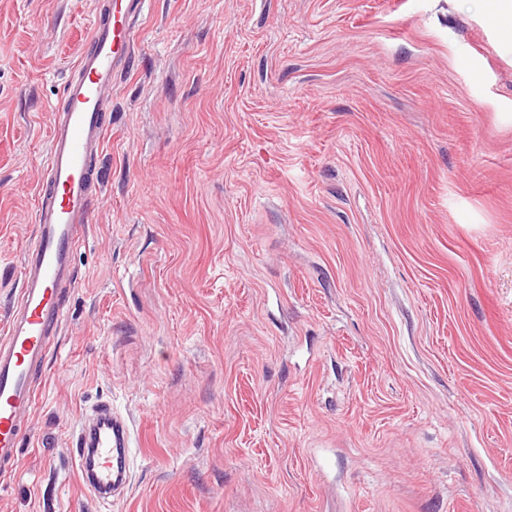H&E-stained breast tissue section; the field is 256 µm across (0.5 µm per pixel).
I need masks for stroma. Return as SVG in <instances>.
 I'll return each mask as SVG.
<instances>
[{
    "label": "stroma",
    "mask_w": 512,
    "mask_h": 512,
    "mask_svg": "<svg viewBox=\"0 0 512 512\" xmlns=\"http://www.w3.org/2000/svg\"><path fill=\"white\" fill-rule=\"evenodd\" d=\"M109 0H0V331ZM0 512H512V18L151 0ZM131 428L98 501L72 439Z\"/></svg>",
    "instance_id": "35a3bbf8"
}]
</instances>
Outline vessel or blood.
<instances>
[{"mask_svg":"<svg viewBox=\"0 0 512 512\" xmlns=\"http://www.w3.org/2000/svg\"><path fill=\"white\" fill-rule=\"evenodd\" d=\"M145 0H110L107 20L94 24L65 89V110L51 113L44 181L36 200L35 240L21 262L18 304L0 337V474L12 473L19 458V434L37 404L30 375L41 366L47 340L62 325L61 287L74 276L78 225L92 217L89 159L103 147L101 112L119 70L134 55V21ZM92 430L73 438L78 469L94 464L93 489L101 495L129 478L130 426L111 407L100 408Z\"/></svg>","mask_w":512,"mask_h":512,"instance_id":"b4317fda","label":"vessel or blood"}]
</instances>
